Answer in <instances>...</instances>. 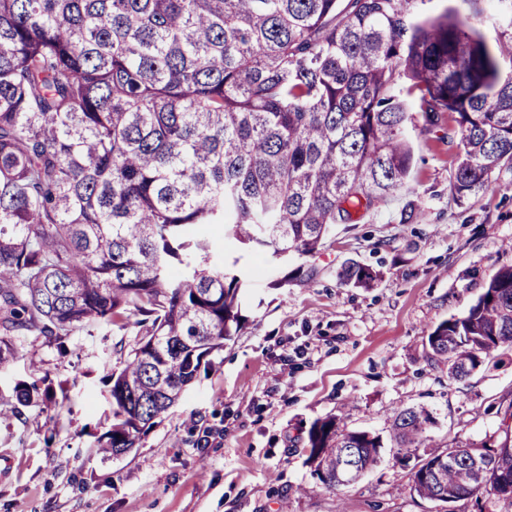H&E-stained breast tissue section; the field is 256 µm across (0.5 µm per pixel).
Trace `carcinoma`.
Segmentation results:
<instances>
[{
  "mask_svg": "<svg viewBox=\"0 0 512 512\" xmlns=\"http://www.w3.org/2000/svg\"><path fill=\"white\" fill-rule=\"evenodd\" d=\"M431 2L0 0V323L58 338L140 327L99 453L132 451L248 328L246 284L215 263L208 227L260 254L315 255L405 186L413 112L448 128L457 201L497 187L512 165V0L491 17L479 0H461L468 14ZM339 277L375 279L354 262ZM426 341L454 380L512 345V266ZM431 424L424 409L394 415L411 491L512 506V429L476 467L465 446L418 455ZM308 447L334 493L384 443L328 416Z\"/></svg>",
  "mask_w": 512,
  "mask_h": 512,
  "instance_id": "carcinoma-1",
  "label": "carcinoma"
}]
</instances>
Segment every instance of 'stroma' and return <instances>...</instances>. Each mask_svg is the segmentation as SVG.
<instances>
[{
    "mask_svg": "<svg viewBox=\"0 0 512 512\" xmlns=\"http://www.w3.org/2000/svg\"><path fill=\"white\" fill-rule=\"evenodd\" d=\"M414 118L408 187L354 224L337 225L316 255L288 261L240 247L214 226V258L235 266L247 332L227 342L180 400L128 454H96L112 426L111 375L137 346L136 325L104 322L55 340L0 326L13 355L0 396L38 394L0 411V512H479L406 490L393 448L358 483L325 491L305 464L311 424L345 414L348 428L386 435L398 408L424 407L435 423L420 456L495 440L512 412V350L467 379L426 360L427 334L464 315L490 277L512 265V169L495 190L459 203L439 132ZM415 202L420 217L403 222ZM375 287L342 283L347 260Z\"/></svg>",
    "mask_w": 512,
    "mask_h": 512,
    "instance_id": "1",
    "label": "stroma"
}]
</instances>
